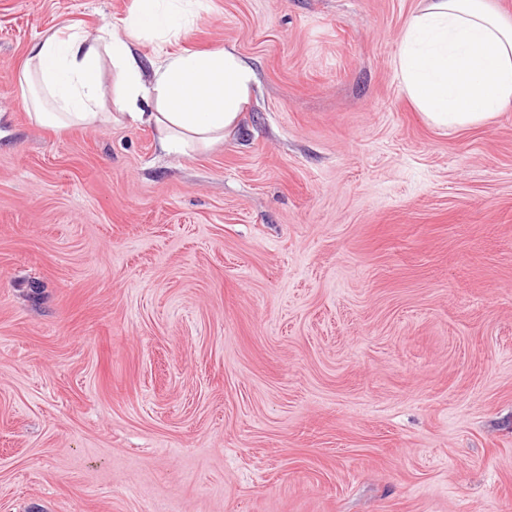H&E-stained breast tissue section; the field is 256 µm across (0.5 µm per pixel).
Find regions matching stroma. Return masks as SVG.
Segmentation results:
<instances>
[{
  "mask_svg": "<svg viewBox=\"0 0 512 512\" xmlns=\"http://www.w3.org/2000/svg\"><path fill=\"white\" fill-rule=\"evenodd\" d=\"M425 0H200L238 129L46 128L31 45L132 0H0V512H512V107L395 73Z\"/></svg>",
  "mask_w": 512,
  "mask_h": 512,
  "instance_id": "obj_1",
  "label": "stroma"
}]
</instances>
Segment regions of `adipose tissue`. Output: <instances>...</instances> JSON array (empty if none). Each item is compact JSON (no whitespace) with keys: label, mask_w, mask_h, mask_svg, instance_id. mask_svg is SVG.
I'll list each match as a JSON object with an SVG mask.
<instances>
[{"label":"adipose tissue","mask_w":512,"mask_h":512,"mask_svg":"<svg viewBox=\"0 0 512 512\" xmlns=\"http://www.w3.org/2000/svg\"><path fill=\"white\" fill-rule=\"evenodd\" d=\"M196 0H134L127 38L110 26L89 37L57 31L32 46L18 87L42 126L97 127L120 114L155 129L164 149L203 150L233 133L249 99L252 69L232 50L169 53L144 73L131 42L140 34H186ZM117 72L105 97L102 59ZM414 106L441 129L481 125L512 104V23L487 0H427L411 14L396 61Z\"/></svg>","instance_id":"1"}]
</instances>
